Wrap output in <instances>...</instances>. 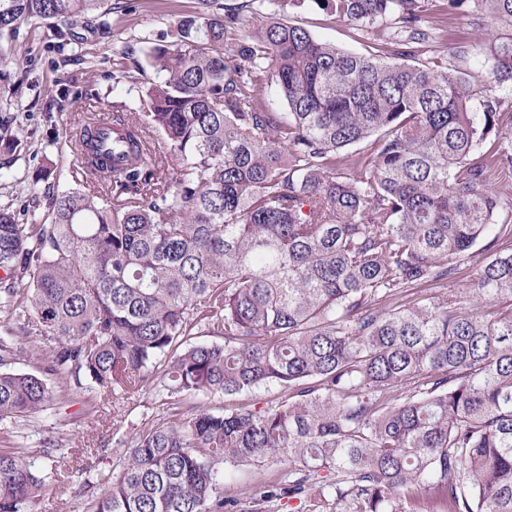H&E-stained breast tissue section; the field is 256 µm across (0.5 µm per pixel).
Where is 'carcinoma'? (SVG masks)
<instances>
[{"mask_svg": "<svg viewBox=\"0 0 512 512\" xmlns=\"http://www.w3.org/2000/svg\"><path fill=\"white\" fill-rule=\"evenodd\" d=\"M314 2L388 35L369 55L322 42L281 17L305 0H249L271 16L252 33L234 7L184 16L146 54L148 110L115 117L134 162L112 166L98 117L76 131L85 179L116 204L70 189L38 224L0 210V420L64 386L108 396L156 376L177 400L94 481L92 512H230L226 464L284 466L263 498L316 485L311 512H512V251L479 268L467 308L381 306L512 238L505 100L459 64L414 60L435 37L428 0ZM104 4L0 0V33L55 20L68 42L78 18L108 25ZM448 4L500 28L473 51L488 87L512 85V0ZM265 81L288 115L260 103ZM206 331L223 342L193 341ZM26 357L36 372L14 370ZM264 385L279 396L259 408L196 401ZM44 491L29 453L0 449V512H33Z\"/></svg>", "mask_w": 512, "mask_h": 512, "instance_id": "obj_1", "label": "carcinoma"}]
</instances>
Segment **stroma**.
Instances as JSON below:
<instances>
[{"label": "stroma", "instance_id": "obj_1", "mask_svg": "<svg viewBox=\"0 0 512 512\" xmlns=\"http://www.w3.org/2000/svg\"><path fill=\"white\" fill-rule=\"evenodd\" d=\"M113 11L107 26L96 17L73 28L77 43L60 46L53 24L37 21L0 34V210L15 214L18 223L42 220L52 194L81 187L82 165L73 135L92 116L117 109L142 112L147 108L139 90L147 74L139 65L155 45L171 42L175 22L185 15L215 13L239 6L241 0H108ZM289 17L317 39L359 54L375 47V34L354 35L352 25L336 20L328 10L306 0ZM429 15L439 37L427 44L421 61L450 57L453 38L466 32L483 42L493 31L471 25L446 0H431ZM499 245L480 241L461 258L447 280L403 293L400 302L442 301L472 287L479 267L499 252ZM171 400L161 385L115 399H87L77 393L60 399L46 411L16 420L0 421V448L25 449L46 477V492L35 512H89L97 487L85 486L86 473L115 471L137 432L163 421ZM125 419L112 424L113 411ZM59 446L54 458L41 453L45 438ZM273 467L243 465L229 471L225 483L239 498L237 512H298V500L270 501L261 495L263 480L277 477Z\"/></svg>", "mask_w": 512, "mask_h": 512}]
</instances>
